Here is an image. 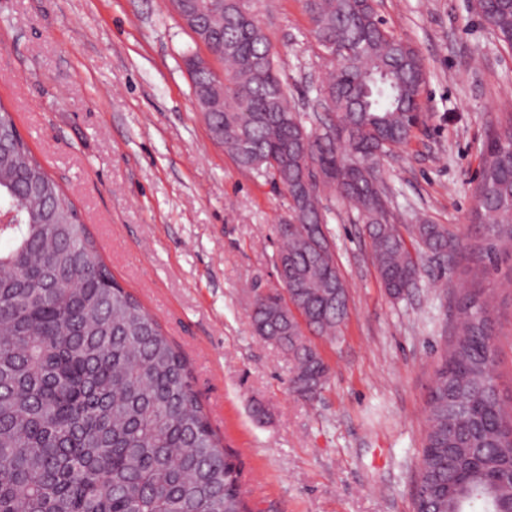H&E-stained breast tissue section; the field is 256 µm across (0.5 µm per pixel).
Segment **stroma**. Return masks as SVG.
<instances>
[{
  "label": "stroma",
  "instance_id": "35a3bbf8",
  "mask_svg": "<svg viewBox=\"0 0 512 512\" xmlns=\"http://www.w3.org/2000/svg\"><path fill=\"white\" fill-rule=\"evenodd\" d=\"M307 129L331 120L310 87L323 49L302 0H253ZM427 73L423 124L381 162L402 235L422 221L475 235L471 192L482 146L512 109V50L471 0H377ZM203 47L170 0H0V104L77 207L99 255L188 359L214 433L252 512H413L425 404L471 284L469 253L419 251L416 288L391 299L366 229L336 193L321 206L348 292L312 401L292 362L255 335V294L279 290L277 229L288 197L211 136L183 56ZM512 249L484 283L495 310L496 374L512 409ZM268 415L256 419L254 403Z\"/></svg>",
  "mask_w": 512,
  "mask_h": 512
}]
</instances>
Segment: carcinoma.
<instances>
[{"label": "carcinoma", "mask_w": 512, "mask_h": 512, "mask_svg": "<svg viewBox=\"0 0 512 512\" xmlns=\"http://www.w3.org/2000/svg\"><path fill=\"white\" fill-rule=\"evenodd\" d=\"M224 22L203 39L224 65V112L206 111L215 75L187 54L195 97L235 162L288 189L292 224L280 227L278 264L291 304L259 294L251 324L294 361L289 388L313 400L328 367L308 337L334 336L348 296L326 236L317 167L350 201L371 240L388 294L416 286L417 257L390 222L379 158L408 142L422 112L423 61L396 37L373 0H303L326 59L315 87L334 116L332 137L300 146L306 129L288 103L268 38L249 0H222ZM512 48V5L474 0ZM470 242L441 224L414 225L415 242L453 259L469 251L496 265L512 245V111L482 150ZM0 512H249L239 471L220 444L185 356L99 258L86 224L0 104ZM456 331L434 369L416 512H512V412L495 377L494 317L482 288L457 302Z\"/></svg>", "instance_id": "carcinoma-1"}]
</instances>
